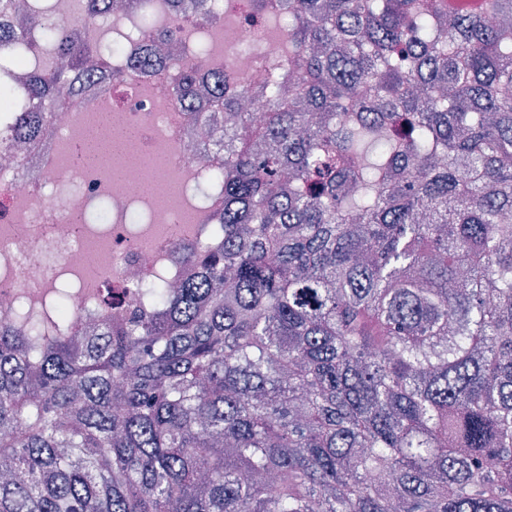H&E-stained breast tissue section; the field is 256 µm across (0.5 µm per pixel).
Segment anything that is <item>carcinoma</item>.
<instances>
[{
    "instance_id": "1",
    "label": "carcinoma",
    "mask_w": 512,
    "mask_h": 512,
    "mask_svg": "<svg viewBox=\"0 0 512 512\" xmlns=\"http://www.w3.org/2000/svg\"><path fill=\"white\" fill-rule=\"evenodd\" d=\"M280 7L262 120L212 78L235 122L201 274L84 336L0 331V512H512V0ZM55 10L0 0L48 49L0 141L107 56ZM198 78L175 94L217 127Z\"/></svg>"
}]
</instances>
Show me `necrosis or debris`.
Segmentation results:
<instances>
[{
    "mask_svg": "<svg viewBox=\"0 0 512 512\" xmlns=\"http://www.w3.org/2000/svg\"><path fill=\"white\" fill-rule=\"evenodd\" d=\"M117 3L112 65L120 82L106 91L97 78L77 76L75 96L64 111L53 112L36 140L0 144L2 331L16 326L20 306L42 315L44 300L68 278L72 324L83 334L99 321L104 293L119 297L140 282L180 281L195 272L186 254L218 244L215 210L224 185L210 174L223 170L224 153L190 122L171 89L188 68L211 74L231 66L245 75L251 98L260 100L281 44L255 25L226 27L221 52L201 58L185 48L147 72L140 59L150 45L215 24L201 20L196 0L165 8L162 22L149 28L139 24L140 0ZM106 110L140 134L138 154L125 162L119 179L109 159L78 164L63 151L85 139L92 119ZM158 151L167 157L161 176L147 160Z\"/></svg>",
    "mask_w": 512,
    "mask_h": 512,
    "instance_id": "necrosis-or-debris-1",
    "label": "necrosis or debris"
}]
</instances>
